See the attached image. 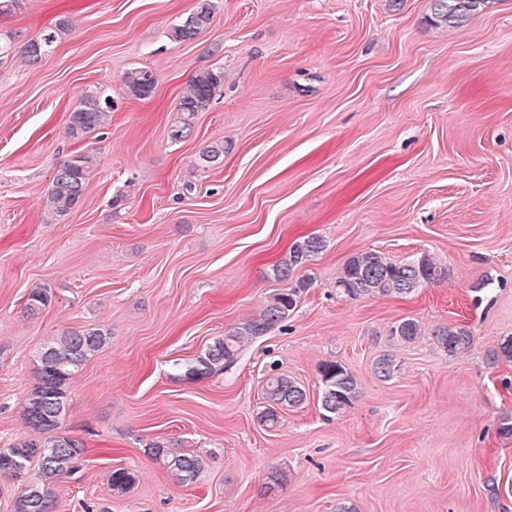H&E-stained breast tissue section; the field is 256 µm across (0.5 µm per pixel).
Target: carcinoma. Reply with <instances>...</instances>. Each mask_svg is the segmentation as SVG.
<instances>
[{"label": "carcinoma", "instance_id": "obj_1", "mask_svg": "<svg viewBox=\"0 0 512 512\" xmlns=\"http://www.w3.org/2000/svg\"><path fill=\"white\" fill-rule=\"evenodd\" d=\"M485 2L487 0H434L436 23L446 25L460 21ZM213 14V0H198L193 11L173 27V39L181 42L200 35L210 27ZM69 26L68 19H59L41 37L24 45V57L32 63L41 60L52 43L69 30ZM155 83L154 73L149 70L133 69L125 77L128 91L138 97L149 95ZM223 84L224 72L218 69H205L192 77L176 107L180 121L171 131L173 138L180 139L184 132L190 130L195 115L207 109ZM110 109V98L97 90L84 92L80 105L69 113L66 134L73 140L87 137L104 124ZM223 159L222 141L212 142L200 155V163L204 167ZM94 163L93 156L84 154L56 169L46 194V223L61 220L80 203L93 175ZM322 249V240L316 236L294 242L288 256L273 265V279L279 282L291 280L295 270ZM444 277L445 270L427 255L415 261L393 262L380 252L366 251L355 253L344 262L336 277V291L350 298L406 296ZM306 287L307 283L299 281L293 287L277 290L259 315L225 332L204 353L186 363L185 376L199 380L231 368L247 342L266 335L286 318L295 308L300 291ZM54 297L51 286H37L28 294L27 313L33 317L40 314L52 304ZM391 335L413 342L423 336L424 331L419 322L403 319L391 327ZM433 337L450 356L467 353L473 344L471 332L461 327L438 328ZM106 343L107 334L100 328L68 330L40 354L38 382L28 393L23 410L35 437L0 448V476L16 480L21 486L13 502V512H51L55 483L78 472L79 462L87 448L81 440L63 430V422L71 406L69 384L74 374ZM398 370L399 365L391 355L382 356L375 364V372L383 380L393 378ZM319 376L322 409L330 418L342 416L359 397L358 381L345 366L333 360L320 364ZM265 395L268 402L278 407H299L307 399L305 389L281 374H273L266 380ZM147 448L148 454L183 484L194 483L203 468V459L197 455L173 452L156 442L147 444ZM34 461L38 471L32 477L30 466ZM135 482V474L125 468L111 472L110 486L116 494L128 493Z\"/></svg>", "mask_w": 512, "mask_h": 512}]
</instances>
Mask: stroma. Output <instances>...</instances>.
Wrapping results in <instances>:
<instances>
[{"label": "stroma", "instance_id": "obj_1", "mask_svg": "<svg viewBox=\"0 0 512 512\" xmlns=\"http://www.w3.org/2000/svg\"><path fill=\"white\" fill-rule=\"evenodd\" d=\"M197 0H22L0 15V448L29 438L23 417L38 355L63 331L105 330L76 373L63 428L88 452L54 488L53 512H512V0L458 25L432 0H215L210 27L171 38ZM70 28L35 64L24 44ZM154 73L150 95L124 77ZM224 85L171 139L191 78ZM112 99L87 139L66 134L82 91ZM223 141L221 163L199 157ZM95 171L77 206L44 221L56 168ZM296 307L209 378L177 363L258 314L270 270L305 236ZM429 255L445 278L407 297L352 299L336 277L354 253ZM56 297L26 312L36 284ZM404 318L425 334L391 336ZM469 330L448 356L439 327ZM399 370L375 372L382 355ZM357 379L348 413L325 419L318 366ZM302 406L262 416L271 373ZM201 456L179 483L145 451ZM136 475L112 492L110 471Z\"/></svg>", "mask_w": 512, "mask_h": 512}]
</instances>
